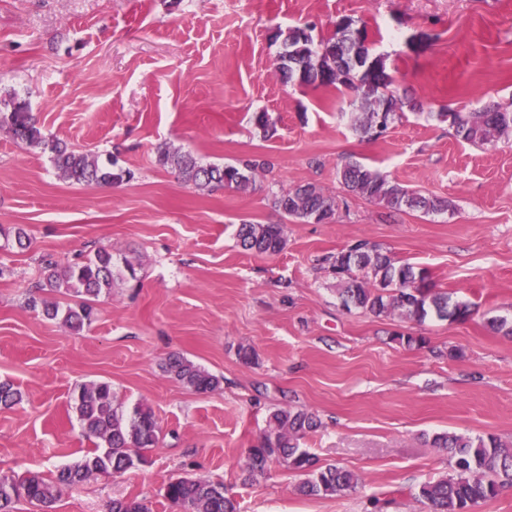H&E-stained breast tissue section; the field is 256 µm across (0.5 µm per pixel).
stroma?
<instances>
[{
    "label": "stroma",
    "instance_id": "1",
    "mask_svg": "<svg viewBox=\"0 0 512 512\" xmlns=\"http://www.w3.org/2000/svg\"><path fill=\"white\" fill-rule=\"evenodd\" d=\"M365 28L407 104L382 138L356 134L348 94L283 85L277 29L328 36L336 21ZM28 103L43 133L131 180L86 187L63 179L48 154L0 128V381L19 403L0 408V476L53 480L91 443L73 409L83 385L111 383L125 409L146 405L161 429L148 464L64 491L51 512H110L114 499L180 512L166 484L223 483L239 512H427L420 486L451 470L442 432L512 443V135L479 147L437 119L495 101L512 107V0H0V98ZM269 113L278 133L250 121ZM202 163L254 156L272 167L244 191L200 192L157 162L156 148ZM448 198L441 215L388 212L343 191L345 160ZM313 182L339 204L330 224L302 223L273 193ZM281 224L276 255L243 251L237 224ZM30 245L19 248L16 228ZM367 239L428 268L471 318L416 323L346 310L321 258ZM112 251L131 260L81 332L28 307L47 263ZM424 337L409 347L399 335ZM252 348L253 366L240 347ZM462 349L458 359L449 347ZM180 354L221 377L198 393L165 371ZM291 405L320 427L301 442L318 465L356 472L355 490L298 495V473L270 463L247 478L245 452L269 413Z\"/></svg>",
    "mask_w": 512,
    "mask_h": 512
}]
</instances>
